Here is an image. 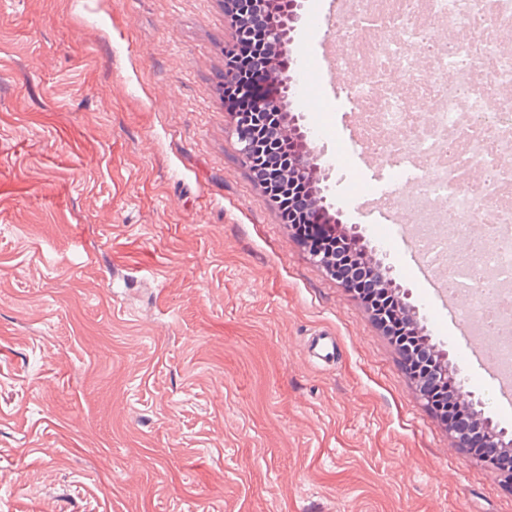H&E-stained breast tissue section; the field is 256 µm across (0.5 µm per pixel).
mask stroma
Here are the masks:
<instances>
[{
    "label": "stroma",
    "instance_id": "35a3bbf8",
    "mask_svg": "<svg viewBox=\"0 0 512 512\" xmlns=\"http://www.w3.org/2000/svg\"><path fill=\"white\" fill-rule=\"evenodd\" d=\"M302 4L288 108L329 114L328 212L493 401L410 242L357 209L389 170L322 73L329 0ZM231 31L224 0H0V512H512L239 161Z\"/></svg>",
    "mask_w": 512,
    "mask_h": 512
}]
</instances>
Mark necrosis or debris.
<instances>
[{
    "label": "necrosis or debris",
    "mask_w": 512,
    "mask_h": 512,
    "mask_svg": "<svg viewBox=\"0 0 512 512\" xmlns=\"http://www.w3.org/2000/svg\"><path fill=\"white\" fill-rule=\"evenodd\" d=\"M342 38L366 154L397 167L391 202L428 266L512 376V0H348ZM430 121H422L423 111ZM468 241L463 265L448 232ZM494 300L485 302L486 285Z\"/></svg>",
    "instance_id": "4bbe7bcc"
}]
</instances>
